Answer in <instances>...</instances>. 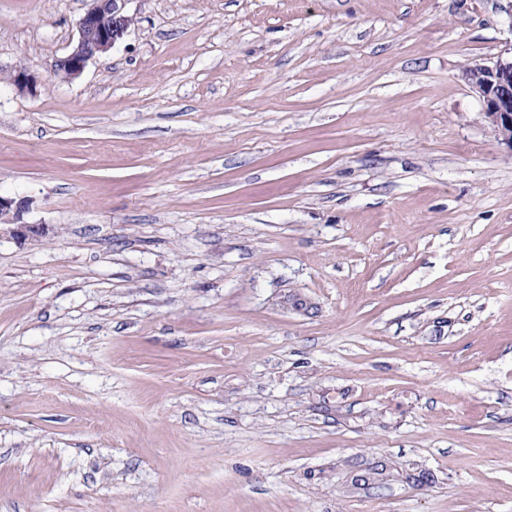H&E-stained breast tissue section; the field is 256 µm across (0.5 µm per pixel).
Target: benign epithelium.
I'll use <instances>...</instances> for the list:
<instances>
[{
	"label": "benign epithelium",
	"instance_id": "benign-epithelium-1",
	"mask_svg": "<svg viewBox=\"0 0 512 512\" xmlns=\"http://www.w3.org/2000/svg\"><path fill=\"white\" fill-rule=\"evenodd\" d=\"M130 0H90V6L77 22V40L71 50L57 59L52 73L62 80L79 77L88 62L107 53L131 24L126 12ZM468 83L483 102V115L496 140L512 147V47L490 64L473 63L467 70ZM39 77L25 68L11 73L10 85L20 93L34 94ZM25 200L0 195V224L16 241L45 233L40 224L18 222Z\"/></svg>",
	"mask_w": 512,
	"mask_h": 512
}]
</instances>
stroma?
<instances>
[{"label": "stroma", "mask_w": 512, "mask_h": 512, "mask_svg": "<svg viewBox=\"0 0 512 512\" xmlns=\"http://www.w3.org/2000/svg\"><path fill=\"white\" fill-rule=\"evenodd\" d=\"M88 7L0 0V512H512V0ZM89 1V8L77 22L75 44L53 65L52 73L62 80L79 77L88 62L110 51L131 24L126 12L129 0ZM468 83L483 102L484 118L496 140L512 149V46L491 65L467 67ZM27 206L26 200L16 201L10 197L0 195V224L9 226L8 233L16 241L22 242L28 238L39 237L45 233L44 226L40 224H22L15 222L20 217V212Z\"/></svg>", "instance_id": "obj_1"}]
</instances>
